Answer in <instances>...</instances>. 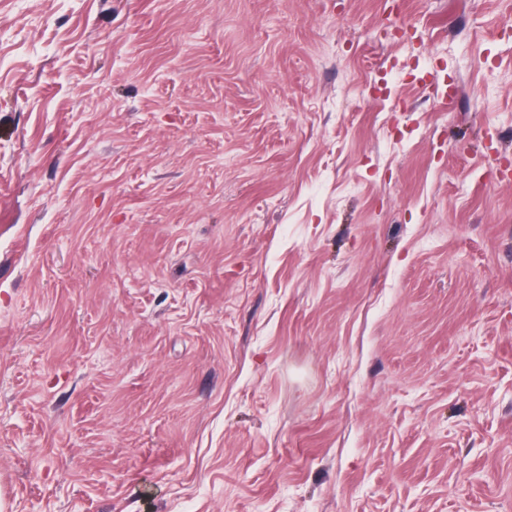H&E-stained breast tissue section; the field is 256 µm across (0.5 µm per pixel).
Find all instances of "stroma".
Listing matches in <instances>:
<instances>
[{"label":"stroma","mask_w":512,"mask_h":512,"mask_svg":"<svg viewBox=\"0 0 512 512\" xmlns=\"http://www.w3.org/2000/svg\"><path fill=\"white\" fill-rule=\"evenodd\" d=\"M0 512H512V0H0Z\"/></svg>","instance_id":"35a3bbf8"}]
</instances>
